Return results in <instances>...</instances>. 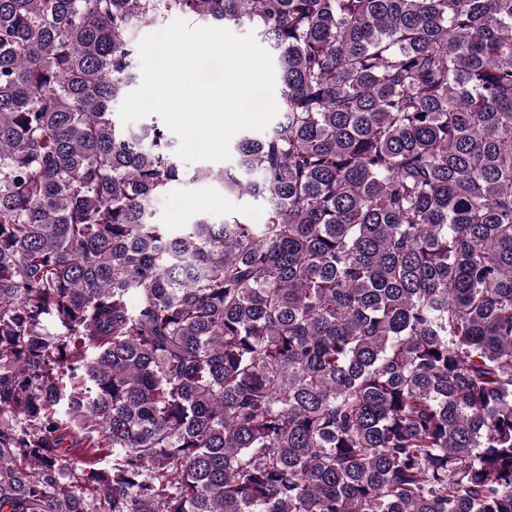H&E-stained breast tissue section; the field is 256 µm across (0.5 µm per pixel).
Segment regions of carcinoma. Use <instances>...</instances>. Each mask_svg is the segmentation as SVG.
Wrapping results in <instances>:
<instances>
[{"mask_svg": "<svg viewBox=\"0 0 512 512\" xmlns=\"http://www.w3.org/2000/svg\"><path fill=\"white\" fill-rule=\"evenodd\" d=\"M259 28L192 179L136 30ZM0 512H512V0H0ZM178 197L168 202L156 205L153 220L157 224H170L171 229L177 232L179 224H188L197 213H209L216 221L224 219V215L245 217L258 208L259 203L249 197H238L235 194L224 192L216 184H203L191 182L177 187ZM173 210H171V209Z\"/></svg>", "mask_w": 512, "mask_h": 512, "instance_id": "obj_1", "label": "carcinoma"}]
</instances>
